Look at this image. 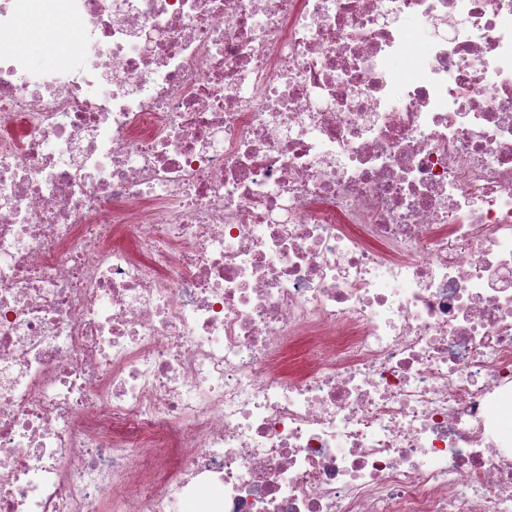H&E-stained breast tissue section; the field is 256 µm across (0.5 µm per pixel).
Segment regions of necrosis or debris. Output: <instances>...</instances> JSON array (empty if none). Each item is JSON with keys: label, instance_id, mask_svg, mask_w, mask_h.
Here are the masks:
<instances>
[{"label": "necrosis or debris", "instance_id": "4bbe7bcc", "mask_svg": "<svg viewBox=\"0 0 512 512\" xmlns=\"http://www.w3.org/2000/svg\"><path fill=\"white\" fill-rule=\"evenodd\" d=\"M510 400L512 0H0V512H512Z\"/></svg>", "mask_w": 512, "mask_h": 512}]
</instances>
